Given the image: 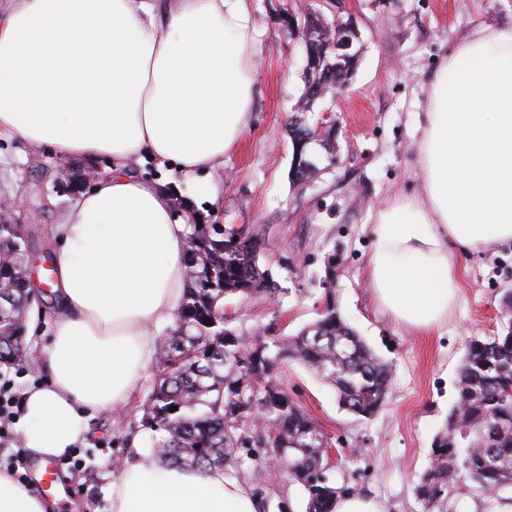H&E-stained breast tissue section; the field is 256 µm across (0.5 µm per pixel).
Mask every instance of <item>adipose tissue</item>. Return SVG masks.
Returning <instances> with one entry per match:
<instances>
[{"label":"adipose tissue","mask_w":512,"mask_h":512,"mask_svg":"<svg viewBox=\"0 0 512 512\" xmlns=\"http://www.w3.org/2000/svg\"><path fill=\"white\" fill-rule=\"evenodd\" d=\"M258 26L250 0H9L0 12V135L66 157L112 161L54 228L64 313L43 351L48 379L23 398L22 440L39 459L82 442L128 400L186 283L184 238L149 156L189 177L223 168L253 107ZM423 189L379 214L370 273L395 318L431 329L461 296L446 240H512V25L476 26L431 84L418 144ZM53 502L0 473V512ZM112 512H258L243 483L145 458L112 484Z\"/></svg>","instance_id":"obj_1"}]
</instances>
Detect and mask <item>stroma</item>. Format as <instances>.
Wrapping results in <instances>:
<instances>
[{
  "mask_svg": "<svg viewBox=\"0 0 512 512\" xmlns=\"http://www.w3.org/2000/svg\"><path fill=\"white\" fill-rule=\"evenodd\" d=\"M318 0H251L259 36L254 107L238 146L210 176L224 192L208 209L196 182L145 159L133 167L142 177L166 182L181 205L206 224L235 226L271 246L259 265L279 287L275 298L257 295L224 301L232 324L247 334L270 329L297 332L313 322L325 298L323 282L334 273L336 303L345 320L392 370L388 400L373 418L341 410L334 389L292 364L283 371L288 390L320 423L330 446L331 476L342 495L381 501L386 512H423L414 486L425 470L432 442L457 400V379L469 337L502 333L499 300L512 289V241L465 252L448 243L461 270L463 301L442 325L417 330L379 303L369 277L380 210L420 195L417 143L422 135L433 75L449 49L482 23L512 24V0H348L361 55L349 87L340 95L307 101L303 45L286 33L288 9ZM332 122L330 149L314 147L318 171L298 185L292 178L290 123ZM86 168L45 147L0 136V202L20 200L19 230L30 246L28 276L51 279L54 224L74 202L58 192L56 171ZM62 314L53 295L41 293L27 311V363L0 365V380L24 395L46 379L42 349ZM154 367H147L134 395L95 415L81 445V468L58 469L65 495L54 512H111L113 459L133 463L149 449L141 425Z\"/></svg>",
  "mask_w": 512,
  "mask_h": 512,
  "instance_id": "obj_1",
  "label": "stroma"
}]
</instances>
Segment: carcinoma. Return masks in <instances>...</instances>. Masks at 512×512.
Wrapping results in <instances>:
<instances>
[{"instance_id":"carcinoma-1","label":"carcinoma","mask_w":512,"mask_h":512,"mask_svg":"<svg viewBox=\"0 0 512 512\" xmlns=\"http://www.w3.org/2000/svg\"><path fill=\"white\" fill-rule=\"evenodd\" d=\"M311 39L333 37L309 15ZM187 225L186 288L175 324L157 343L156 370L141 404L142 426L152 431L150 452L163 464L204 471L249 469L260 477L272 460L297 484L305 512H334L339 488L330 476L326 435L280 383L284 363L313 371L337 395L339 406L371 418L383 407L391 371L342 318L334 288L319 317L294 335L237 333L228 342L231 319L224 298L278 288L259 266L264 241L231 227ZM238 247L225 251L224 242ZM28 242L18 226L0 227V364L28 358L20 314L31 303L26 272ZM506 327L486 340L466 342L459 371L457 405L433 442L429 464L415 487L424 512H444L448 497L473 483L491 498L512 488V290L500 299ZM175 406L177 410L170 411Z\"/></svg>"}]
</instances>
